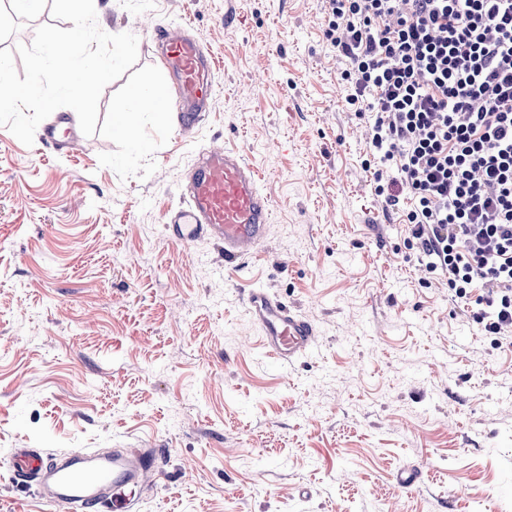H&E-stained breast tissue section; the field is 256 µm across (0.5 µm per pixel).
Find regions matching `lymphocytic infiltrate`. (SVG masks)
<instances>
[{
    "label": "lymphocytic infiltrate",
    "mask_w": 512,
    "mask_h": 512,
    "mask_svg": "<svg viewBox=\"0 0 512 512\" xmlns=\"http://www.w3.org/2000/svg\"><path fill=\"white\" fill-rule=\"evenodd\" d=\"M374 190L452 298L512 336V0H323Z\"/></svg>",
    "instance_id": "1"
}]
</instances>
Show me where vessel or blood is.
I'll list each match as a JSON object with an SVG mask.
<instances>
[{
    "instance_id": "1",
    "label": "vessel or blood",
    "mask_w": 512,
    "mask_h": 512,
    "mask_svg": "<svg viewBox=\"0 0 512 512\" xmlns=\"http://www.w3.org/2000/svg\"><path fill=\"white\" fill-rule=\"evenodd\" d=\"M150 43L170 77L167 106L182 136H189L210 108L214 62L198 39L180 29L151 30ZM255 166L233 145L209 148L190 165L185 200L163 217L167 238L179 245L208 240L235 261L251 255L269 230L272 204L262 193ZM248 309L263 345L279 365L314 355L313 324L261 288L249 289ZM14 479L35 483L44 512H138L134 487L151 484L155 457L144 448L103 454L72 449L57 462L39 448L17 449Z\"/></svg>"
}]
</instances>
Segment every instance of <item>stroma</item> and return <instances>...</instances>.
I'll return each instance as SVG.
<instances>
[{"mask_svg": "<svg viewBox=\"0 0 512 512\" xmlns=\"http://www.w3.org/2000/svg\"><path fill=\"white\" fill-rule=\"evenodd\" d=\"M0 0V44L55 21ZM138 40L96 132L67 148L0 126V512H43L15 449L150 448L142 512H512V354L428 274L363 169L320 0H94ZM190 26L215 94L192 139L113 114L168 87L153 28ZM235 144L272 201L253 255L164 233L198 153ZM266 289L311 321L315 356L269 365L244 302ZM419 466L407 490L397 470ZM147 101H150L151 105H147ZM165 108L166 97L159 88L139 85L130 91L123 109L114 112L113 127L116 132L128 139L132 148L139 149L141 141L136 137V133L142 112H150L156 120L162 121L166 114Z\"/></svg>", "mask_w": 512, "mask_h": 512, "instance_id": "obj_1", "label": "stroma"}]
</instances>
